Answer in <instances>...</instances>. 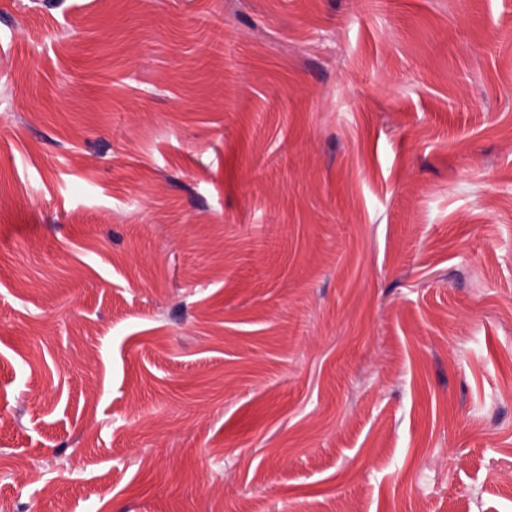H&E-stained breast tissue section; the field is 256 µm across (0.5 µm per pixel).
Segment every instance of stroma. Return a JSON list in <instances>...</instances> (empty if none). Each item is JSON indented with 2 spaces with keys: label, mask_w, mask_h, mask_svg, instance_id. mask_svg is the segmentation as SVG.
<instances>
[{
  "label": "stroma",
  "mask_w": 512,
  "mask_h": 512,
  "mask_svg": "<svg viewBox=\"0 0 512 512\" xmlns=\"http://www.w3.org/2000/svg\"><path fill=\"white\" fill-rule=\"evenodd\" d=\"M512 512V0H0V512Z\"/></svg>",
  "instance_id": "35a3bbf8"
}]
</instances>
